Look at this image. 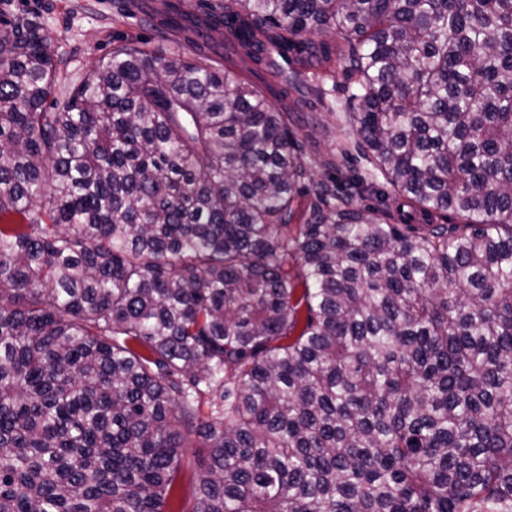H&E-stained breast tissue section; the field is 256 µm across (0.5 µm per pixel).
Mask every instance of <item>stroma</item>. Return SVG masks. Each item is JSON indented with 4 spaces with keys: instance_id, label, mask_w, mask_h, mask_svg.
<instances>
[{
    "instance_id": "stroma-1",
    "label": "stroma",
    "mask_w": 512,
    "mask_h": 512,
    "mask_svg": "<svg viewBox=\"0 0 512 512\" xmlns=\"http://www.w3.org/2000/svg\"><path fill=\"white\" fill-rule=\"evenodd\" d=\"M33 9L43 16L58 60L55 89L59 92L78 82L122 41L137 43L154 54L189 50L183 37L159 32L140 17L118 15L113 0H0V11L11 15ZM284 68L296 74L303 92L280 96L278 78L266 72L252 76L251 81L277 108L303 117L305 126L299 136L303 151L343 168L363 169L357 138L344 121L348 79L343 64L333 59L313 67L293 56Z\"/></svg>"
}]
</instances>
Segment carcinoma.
<instances>
[{"mask_svg":"<svg viewBox=\"0 0 512 512\" xmlns=\"http://www.w3.org/2000/svg\"><path fill=\"white\" fill-rule=\"evenodd\" d=\"M200 7L54 99L0 13V512H165L193 439L192 512H512V0ZM330 30L398 221L219 61Z\"/></svg>","mask_w":512,"mask_h":512,"instance_id":"obj_1","label":"carcinoma"}]
</instances>
